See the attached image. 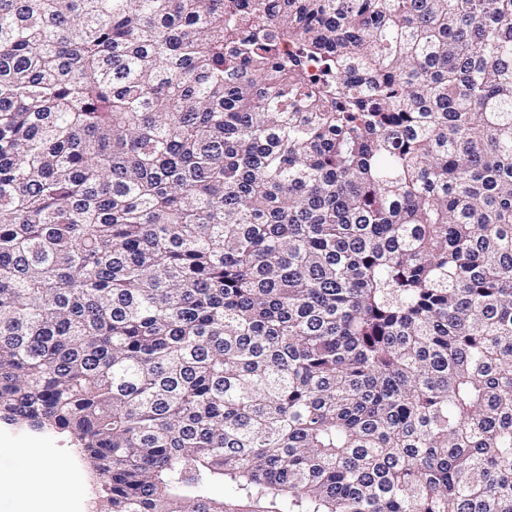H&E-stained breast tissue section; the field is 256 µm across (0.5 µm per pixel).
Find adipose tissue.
<instances>
[{"mask_svg":"<svg viewBox=\"0 0 512 512\" xmlns=\"http://www.w3.org/2000/svg\"><path fill=\"white\" fill-rule=\"evenodd\" d=\"M67 480V473L28 452L24 473L0 470V512H67L65 502L51 494Z\"/></svg>","mask_w":512,"mask_h":512,"instance_id":"ef3b65f1","label":"adipose tissue"}]
</instances>
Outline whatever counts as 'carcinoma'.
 Returning a JSON list of instances; mask_svg holds the SVG:
<instances>
[{"mask_svg":"<svg viewBox=\"0 0 512 512\" xmlns=\"http://www.w3.org/2000/svg\"><path fill=\"white\" fill-rule=\"evenodd\" d=\"M0 419L94 512H512V0H0Z\"/></svg>","mask_w":512,"mask_h":512,"instance_id":"carcinoma-1","label":"carcinoma"}]
</instances>
